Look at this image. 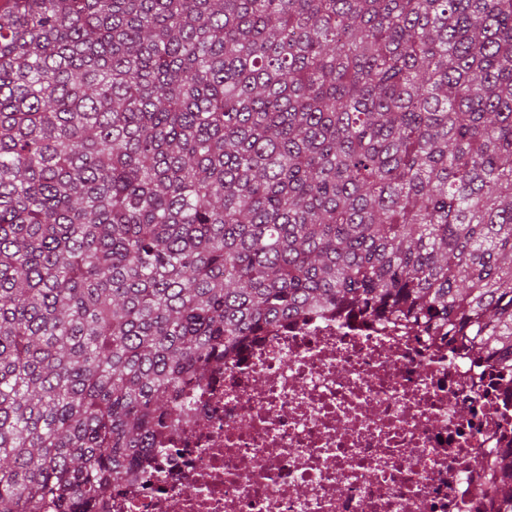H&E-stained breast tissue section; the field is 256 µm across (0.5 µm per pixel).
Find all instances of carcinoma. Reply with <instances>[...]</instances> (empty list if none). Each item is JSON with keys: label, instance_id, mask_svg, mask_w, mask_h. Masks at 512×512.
<instances>
[{"label": "carcinoma", "instance_id": "carcinoma-1", "mask_svg": "<svg viewBox=\"0 0 512 512\" xmlns=\"http://www.w3.org/2000/svg\"><path fill=\"white\" fill-rule=\"evenodd\" d=\"M345 310L512 365V0H0V512H102Z\"/></svg>", "mask_w": 512, "mask_h": 512}]
</instances>
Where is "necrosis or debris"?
<instances>
[{
	"label": "necrosis or debris",
	"instance_id": "1",
	"mask_svg": "<svg viewBox=\"0 0 512 512\" xmlns=\"http://www.w3.org/2000/svg\"><path fill=\"white\" fill-rule=\"evenodd\" d=\"M169 439L178 454L108 512H503L512 370L401 321L330 312L212 367Z\"/></svg>",
	"mask_w": 512,
	"mask_h": 512
}]
</instances>
